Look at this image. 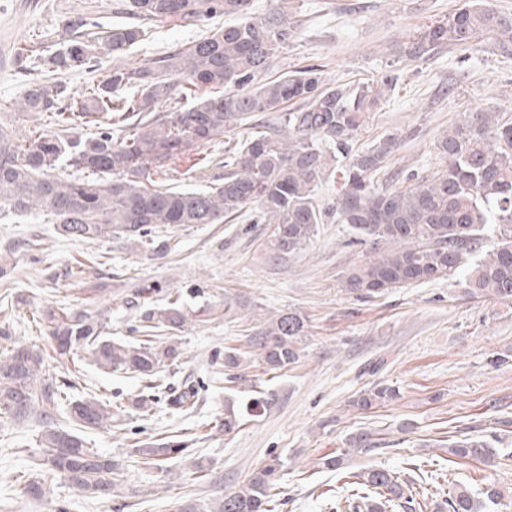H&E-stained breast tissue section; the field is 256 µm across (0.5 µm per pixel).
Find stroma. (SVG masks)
Segmentation results:
<instances>
[{
	"mask_svg": "<svg viewBox=\"0 0 512 512\" xmlns=\"http://www.w3.org/2000/svg\"><path fill=\"white\" fill-rule=\"evenodd\" d=\"M291 2L297 36L274 60L270 76L310 64L336 84L377 80L390 69L400 75L354 142L363 148L387 134L398 137V148L375 177L378 187L404 188L411 176L441 168L435 143L464 114L497 112L512 120V50L503 51L496 34L464 48L443 45L417 59L408 55L424 25L447 17L465 0ZM75 14L105 25L122 19L117 0H0V120L17 131L39 123L12 104L26 82L43 75L17 74L11 56L19 47L64 37ZM223 23L220 17L193 25L168 20L129 59L152 62ZM267 232L264 224H189L172 229L174 249L157 256L113 238L89 243L61 236L42 215L0 219V253L12 258L14 298L0 313V327L13 339L50 350L52 338L32 316L43 307H61L101 316L112 338L136 341L131 300L144 283L159 288L152 305L178 293L190 310L212 309L182 333V358L162 374L168 394L148 415L132 411L122 425L85 435L89 447L119 462L123 494L88 499L60 478L43 501L32 500L26 485L41 428L32 420L17 421L0 432V512H56L64 503L68 512H178L185 502L237 491L274 456L284 463L274 512H349L352 473L380 467L411 481L422 512H448L446 499L458 487L476 492L491 485L504 494L498 512H512V364L492 365L498 353L512 348V304L469 294L454 280L360 298L344 288L343 279L365 261L369 248L352 243L348 225H321L309 247L279 260L264 248ZM33 238L39 247L31 251L26 242ZM99 255L107 265L96 263ZM73 267L82 268L81 278L69 277ZM228 296L242 303L229 316ZM284 310L305 315L309 334L297 364L269 372L247 352V340ZM228 346L246 351L243 380L229 390L215 382L216 357ZM78 367L79 396L115 405L143 387L139 379L104 373L86 359ZM189 382L199 395L183 408L171 395ZM378 384L398 388L399 398L369 411L351 407L361 391ZM269 392L276 395L270 408L225 434V399L245 407ZM189 429L203 437L188 456L149 469L130 455L136 442ZM358 432L385 440V449L359 451L342 469H325L323 457ZM489 432L497 437L493 463L463 464L449 454L447 442Z\"/></svg>",
	"mask_w": 512,
	"mask_h": 512,
	"instance_id": "obj_1",
	"label": "stroma"
}]
</instances>
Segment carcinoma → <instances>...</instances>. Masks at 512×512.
<instances>
[{"instance_id":"1","label":"carcinoma","mask_w":512,"mask_h":512,"mask_svg":"<svg viewBox=\"0 0 512 512\" xmlns=\"http://www.w3.org/2000/svg\"><path fill=\"white\" fill-rule=\"evenodd\" d=\"M128 23L104 25L83 16L69 20V39L57 49L40 46L17 50L19 74L38 70L47 82L26 85L14 110L47 115L49 126H36L23 138L0 121V216L33 212L52 216L59 234L88 241L121 238L136 250L161 255L172 251V237L162 226L221 224L251 210V222L269 224L265 248L273 259L310 246L319 225H349L354 241L369 246L367 260L345 273L344 287L364 297L414 283L455 279L474 295L512 302V122L496 112L476 113L443 134L436 149L445 166L405 190L378 189L373 177L396 148L389 135L355 149L358 132L369 125L394 74L357 87L333 86L315 65L267 72L295 37L288 0H275L265 15L251 10V0H122ZM229 17L232 22L149 64H118L93 77L76 94L60 75L82 69L96 71L103 58H122L145 40L152 26L172 18L187 24ZM496 30L502 44L512 43V24L469 0L448 18L431 24L411 44L419 58L437 46H466L485 31ZM255 112L273 121L231 141L223 138ZM94 129L92 136L82 131ZM224 144L220 172L208 174L203 190L168 184L178 161L202 145ZM59 167L86 170L84 179L64 178ZM337 184L336 198L319 200L324 183ZM38 323L55 341L52 359L65 363L86 350L105 373H131L148 393L133 401L144 413L161 394L165 368L182 356L180 333L189 311L180 298L162 308L140 306V328L147 336L135 342L114 340L103 332V319L86 312L53 307L38 311ZM163 328L165 336L152 331ZM306 317L282 311L249 338L267 370L279 371L299 362ZM244 359L237 347L224 348V380ZM70 381L50 377L42 350L15 343L0 351V416L32 419L42 427L33 466L39 480L26 491L45 497L47 482L61 477L89 498L110 499L122 489L118 464L82 433L121 425V410L95 397L76 398ZM399 396L392 387L376 385L351 401L358 410L386 405ZM241 412L224 407V432L240 427ZM190 440L182 435L135 446L136 462L158 468L185 454ZM369 433L351 436L346 448L323 460L329 470L345 458L373 449ZM448 452L484 463L493 461V444L481 436L448 444ZM283 463L275 456L237 491L203 506L192 502L181 512H272L268 509L274 478ZM368 494L396 503L402 512H418L410 484L384 468L360 475ZM484 500L459 489L448 499L449 512H479L498 505L496 487L481 491Z\"/></svg>"}]
</instances>
